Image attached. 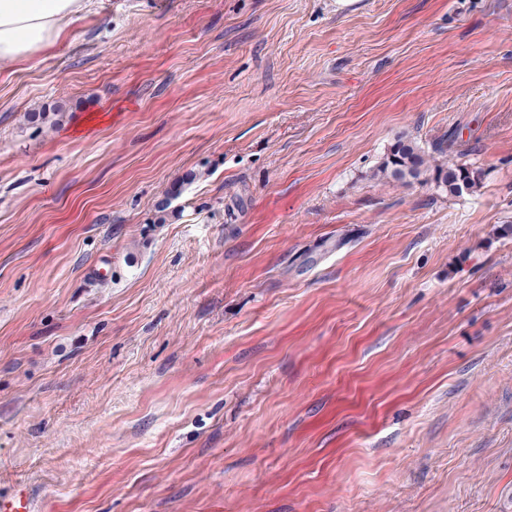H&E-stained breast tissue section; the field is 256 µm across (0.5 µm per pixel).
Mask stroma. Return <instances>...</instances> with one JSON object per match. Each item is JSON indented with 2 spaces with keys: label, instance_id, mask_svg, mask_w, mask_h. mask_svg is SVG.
I'll use <instances>...</instances> for the list:
<instances>
[{
  "label": "stroma",
  "instance_id": "stroma-1",
  "mask_svg": "<svg viewBox=\"0 0 512 512\" xmlns=\"http://www.w3.org/2000/svg\"><path fill=\"white\" fill-rule=\"evenodd\" d=\"M506 224L512 0H93L0 65V493L512 512ZM430 158L410 135H401L391 145L385 157L373 171V178L386 179L408 185L420 182L431 169L439 186L448 191V195H458L464 191H473L480 184V173L466 164L458 162L430 164Z\"/></svg>",
  "mask_w": 512,
  "mask_h": 512
}]
</instances>
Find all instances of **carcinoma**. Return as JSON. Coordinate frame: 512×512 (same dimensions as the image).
Here are the masks:
<instances>
[{"label": "carcinoma", "instance_id": "cac0c4a2", "mask_svg": "<svg viewBox=\"0 0 512 512\" xmlns=\"http://www.w3.org/2000/svg\"><path fill=\"white\" fill-rule=\"evenodd\" d=\"M434 171L438 185L450 195L472 191L480 184V173L458 162L430 164V158L409 135H402L391 145L372 177L408 185L421 181L428 171Z\"/></svg>", "mask_w": 512, "mask_h": 512}]
</instances>
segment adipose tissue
<instances>
[{"label": "adipose tissue", "mask_w": 512, "mask_h": 512, "mask_svg": "<svg viewBox=\"0 0 512 512\" xmlns=\"http://www.w3.org/2000/svg\"><path fill=\"white\" fill-rule=\"evenodd\" d=\"M90 0H0V63L31 62L80 20Z\"/></svg>", "instance_id": "obj_1"}]
</instances>
